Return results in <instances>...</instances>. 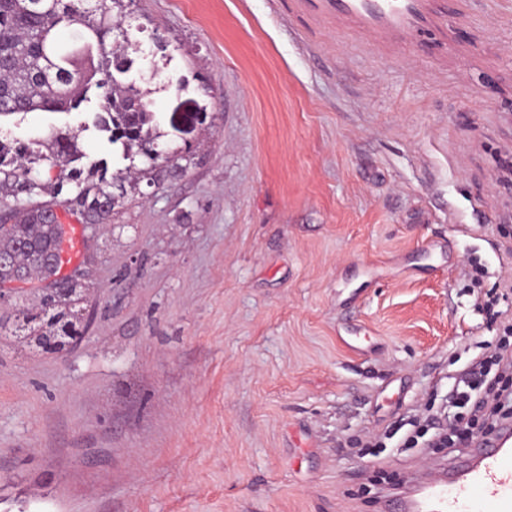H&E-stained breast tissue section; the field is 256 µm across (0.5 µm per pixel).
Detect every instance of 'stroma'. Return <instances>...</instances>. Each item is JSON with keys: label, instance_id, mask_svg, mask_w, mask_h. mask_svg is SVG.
<instances>
[{"label": "stroma", "instance_id": "obj_1", "mask_svg": "<svg viewBox=\"0 0 512 512\" xmlns=\"http://www.w3.org/2000/svg\"><path fill=\"white\" fill-rule=\"evenodd\" d=\"M129 9L127 78L181 170L74 254L80 344L0 337V512H379L448 456L411 422L452 421L512 316V0H448L425 54L302 0ZM99 108L0 136L86 122V163L142 166Z\"/></svg>", "mask_w": 512, "mask_h": 512}]
</instances>
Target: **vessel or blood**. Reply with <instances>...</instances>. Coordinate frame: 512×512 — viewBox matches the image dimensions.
I'll return each instance as SVG.
<instances>
[{"label": "vessel or blood", "instance_id": "1", "mask_svg": "<svg viewBox=\"0 0 512 512\" xmlns=\"http://www.w3.org/2000/svg\"><path fill=\"white\" fill-rule=\"evenodd\" d=\"M316 13L350 21L358 32L378 34L425 50L446 0H305ZM383 512H512V421L498 423L492 437L477 436L453 463L411 471L385 497Z\"/></svg>", "mask_w": 512, "mask_h": 512}]
</instances>
